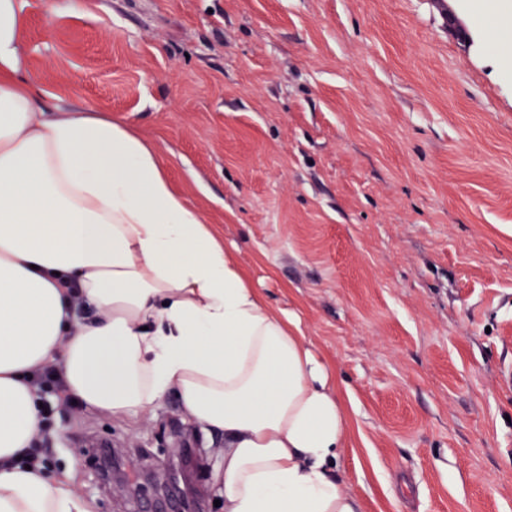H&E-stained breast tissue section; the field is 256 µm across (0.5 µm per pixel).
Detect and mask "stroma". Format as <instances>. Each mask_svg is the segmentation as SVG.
Instances as JSON below:
<instances>
[{"instance_id": "1", "label": "stroma", "mask_w": 512, "mask_h": 512, "mask_svg": "<svg viewBox=\"0 0 512 512\" xmlns=\"http://www.w3.org/2000/svg\"><path fill=\"white\" fill-rule=\"evenodd\" d=\"M31 0L29 74L157 149L176 191L337 374L362 512H512V48L473 0ZM46 468L95 512H146L132 467L224 440L175 397L117 419L44 406Z\"/></svg>"}]
</instances>
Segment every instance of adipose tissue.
<instances>
[{
  "mask_svg": "<svg viewBox=\"0 0 512 512\" xmlns=\"http://www.w3.org/2000/svg\"><path fill=\"white\" fill-rule=\"evenodd\" d=\"M29 0H0V512H94L21 458L40 437L30 379L114 417L168 396L224 438V512H362L339 462L332 367L254 287L177 193L158 152L89 105L63 110L25 73ZM31 384L36 388L37 393L42 396L56 394L61 392V378L55 369H47L44 372L34 373Z\"/></svg>",
  "mask_w": 512,
  "mask_h": 512,
  "instance_id": "ef3b65f1",
  "label": "adipose tissue"
}]
</instances>
